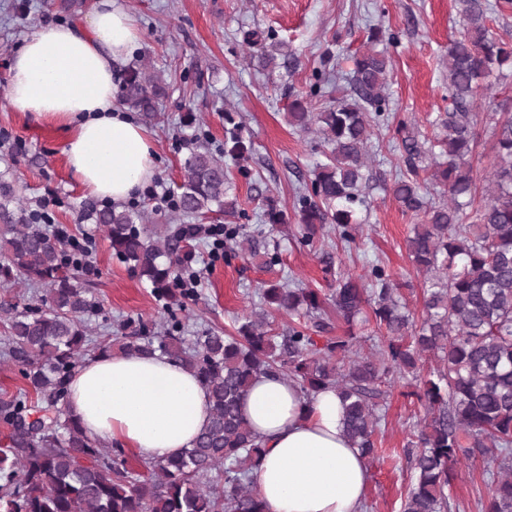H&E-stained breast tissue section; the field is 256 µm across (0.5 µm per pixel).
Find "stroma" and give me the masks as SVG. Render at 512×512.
I'll use <instances>...</instances> for the list:
<instances>
[{
    "label": "stroma",
    "instance_id": "1",
    "mask_svg": "<svg viewBox=\"0 0 512 512\" xmlns=\"http://www.w3.org/2000/svg\"><path fill=\"white\" fill-rule=\"evenodd\" d=\"M60 0H0V170L12 167L22 201L39 209L54 193L63 204L54 208L56 224L67 232H90L94 246L87 278L103 302L106 325L116 328L126 318L152 322L159 310L150 289L113 255L103 231L81 222L93 199L85 196L67 168L66 132L56 125L18 111L7 88L13 56L24 40L48 23L65 24L69 18L58 8ZM137 20V54L148 56L168 83L162 100V122L146 126L154 141L155 184L175 190L181 167L196 137L223 143L224 115L232 113L255 143L250 162L254 184L236 181L235 193L246 209L250 230L260 243L276 240L269 225L261 223L259 192L274 199L288 216V230L297 233L294 192L300 176L318 159L309 138L291 127L286 118L290 103L305 91L321 66L325 47H333L339 73L352 68L351 58L364 51L368 28L378 25L398 33L390 47L388 77L390 111L395 119L411 120L420 139L430 138V119L448 107V44L463 30L456 0H121ZM244 29L276 30L299 59L296 68L273 72L258 70L250 49L242 45ZM479 140L486 149L474 165L478 174L491 170L490 118L512 113V77L497 81L490 97L478 106ZM195 122L186 125L184 117ZM364 235L356 246L339 247L344 268L364 272L367 261L380 259L412 310H419L422 275L410 262L406 239L414 219L382 188L368 197ZM283 270L312 287H324L321 266L312 247L291 240L281 242ZM241 259L218 263L206 272L199 297L183 323L193 333L208 327L232 328L235 318L251 309L255 290L267 272L242 271ZM423 409L404 382H395L377 433L379 456L369 465L366 512H402L411 482L405 458L410 433ZM483 463L461 464L452 488V512H481L486 496Z\"/></svg>",
    "mask_w": 512,
    "mask_h": 512
}]
</instances>
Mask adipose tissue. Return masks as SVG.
Returning <instances> with one entry per match:
<instances>
[{
  "label": "adipose tissue",
  "mask_w": 512,
  "mask_h": 512,
  "mask_svg": "<svg viewBox=\"0 0 512 512\" xmlns=\"http://www.w3.org/2000/svg\"><path fill=\"white\" fill-rule=\"evenodd\" d=\"M139 39L117 0H97L83 23L40 27L10 67L13 105L63 127L69 170L88 195L116 203L154 175L150 136L114 101V64ZM241 409L265 443L255 488L266 512H359L370 472L343 433L335 391L307 397L293 383L262 376ZM65 410L88 436L149 460L181 455L210 421L206 387L157 354L95 357L71 378Z\"/></svg>",
  "instance_id": "adipose-tissue-1"
}]
</instances>
